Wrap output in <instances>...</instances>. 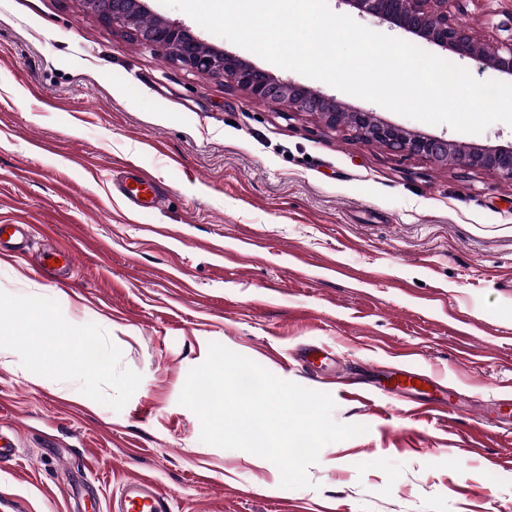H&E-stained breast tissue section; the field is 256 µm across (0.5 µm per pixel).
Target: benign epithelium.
<instances>
[{
	"instance_id": "1",
	"label": "benign epithelium",
	"mask_w": 512,
	"mask_h": 512,
	"mask_svg": "<svg viewBox=\"0 0 512 512\" xmlns=\"http://www.w3.org/2000/svg\"><path fill=\"white\" fill-rule=\"evenodd\" d=\"M88 9L108 25L131 26L147 12L144 0H84ZM361 17H371L422 38L453 57L468 58L482 68L512 78V37L490 46L469 31L467 24L448 14V0H339ZM142 45L164 54L186 69L203 72L236 86L257 101H288L292 112H317L327 128L348 130L357 139L439 163L453 158L471 170L492 171L512 181V145L486 149L467 147L438 136H423L377 120L374 113L349 111L335 97L291 79L276 78L239 56L206 46L189 26L157 19L136 32ZM200 46L208 47L201 54Z\"/></svg>"
}]
</instances>
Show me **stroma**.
<instances>
[{
	"mask_svg": "<svg viewBox=\"0 0 512 512\" xmlns=\"http://www.w3.org/2000/svg\"><path fill=\"white\" fill-rule=\"evenodd\" d=\"M448 10L512 35V0ZM305 84L419 134L512 144L502 122L462 133ZM133 173L159 182L153 212L117 191ZM0 224L37 227L0 253V432L18 452L0 496L24 512H109L141 475L172 512H512V432L486 420L512 397V182L251 100L83 0H0ZM46 249L72 252L68 275H41ZM212 342L367 433L326 445L298 489L202 442L178 398ZM397 352L456 408L383 394Z\"/></svg>",
	"mask_w": 512,
	"mask_h": 512,
	"instance_id": "obj_1",
	"label": "stroma"
}]
</instances>
